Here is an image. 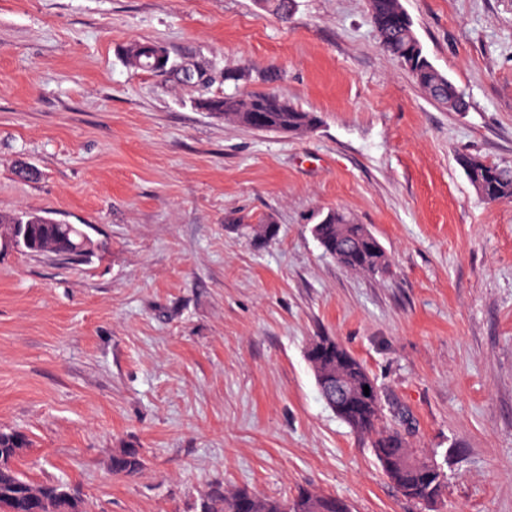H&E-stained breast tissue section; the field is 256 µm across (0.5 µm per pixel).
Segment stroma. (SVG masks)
<instances>
[{
  "label": "stroma",
  "instance_id": "stroma-1",
  "mask_svg": "<svg viewBox=\"0 0 512 512\" xmlns=\"http://www.w3.org/2000/svg\"><path fill=\"white\" fill-rule=\"evenodd\" d=\"M401 4L467 111L382 49L368 0H295L285 24L256 0H0V211L96 245L75 265L0 251L19 471L69 483L88 512H195L216 481L426 512L320 396L307 348L332 336L384 423L440 465L433 512H512V201H484L460 165H512V0ZM144 40L168 72L126 65ZM235 68L249 78L225 81ZM267 90L320 125L288 136L198 107ZM331 209L372 230L386 276L324 255L310 228ZM268 217L267 244L235 229ZM122 448L141 474H112Z\"/></svg>",
  "mask_w": 512,
  "mask_h": 512
}]
</instances>
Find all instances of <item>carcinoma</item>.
<instances>
[{
    "label": "carcinoma",
    "instance_id": "1",
    "mask_svg": "<svg viewBox=\"0 0 512 512\" xmlns=\"http://www.w3.org/2000/svg\"><path fill=\"white\" fill-rule=\"evenodd\" d=\"M264 10L288 21L294 0H259ZM371 21L385 51L404 66L420 90L450 112L469 107L464 91L438 71L423 53L413 31V24L400 0H369ZM126 64L139 68L144 60L143 43H129L120 49ZM199 108L224 117L242 127H250V116L261 112L265 124L259 131L303 136L313 132L320 123L314 112L306 111L274 91L255 92L242 96L226 94L199 103ZM461 166L471 185L486 201L512 200V167L487 164L475 157H464ZM370 228L353 224L346 216L329 211L311 233L323 253L348 271L368 276H383L389 271L390 259L381 246H368ZM13 238L18 250L32 255H53L65 264L78 263L94 251V246L78 251L83 231L74 224H53L49 217L36 212H0V236ZM307 357L315 378L342 373L356 382L370 379L365 366L332 336H315ZM353 430L371 437V448L377 462L386 454L402 462L399 474L389 482L400 493L422 487L415 497L419 503L436 504L444 487V478L422 486L421 471L428 468L431 458L411 447L395 428L383 422L381 400L365 404L357 414L345 420ZM27 434L18 428H0V512H84V501L63 481L33 482L15 466L20 453L30 447ZM144 467L138 448H122L112 454L110 469L122 476H135ZM336 499L309 487H300L291 498L265 496L248 488L229 489L222 483L211 485L200 499L197 512H308L314 501Z\"/></svg>",
    "mask_w": 512,
    "mask_h": 512
}]
</instances>
